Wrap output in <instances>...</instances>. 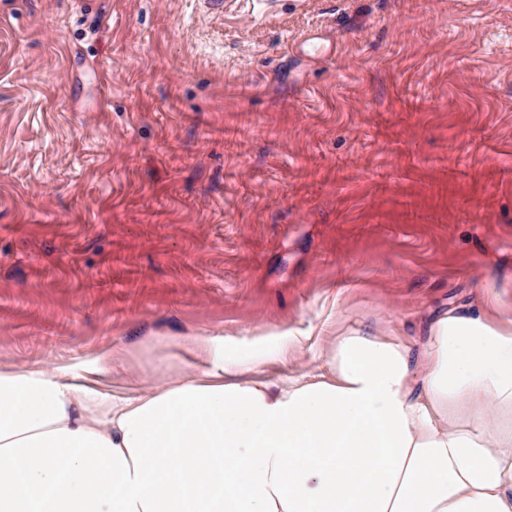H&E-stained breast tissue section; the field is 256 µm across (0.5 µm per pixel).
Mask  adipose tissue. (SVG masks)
Returning a JSON list of instances; mask_svg holds the SVG:
<instances>
[{"label":"adipose tissue","instance_id":"adipose-tissue-1","mask_svg":"<svg viewBox=\"0 0 512 512\" xmlns=\"http://www.w3.org/2000/svg\"><path fill=\"white\" fill-rule=\"evenodd\" d=\"M488 287L402 344L329 333L132 390L113 353L76 372L0 363V512H512V320Z\"/></svg>","mask_w":512,"mask_h":512}]
</instances>
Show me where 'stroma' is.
Here are the masks:
<instances>
[{
  "label": "stroma",
  "instance_id": "1",
  "mask_svg": "<svg viewBox=\"0 0 512 512\" xmlns=\"http://www.w3.org/2000/svg\"><path fill=\"white\" fill-rule=\"evenodd\" d=\"M512 301V0H0V361L195 370Z\"/></svg>",
  "mask_w": 512,
  "mask_h": 512
}]
</instances>
